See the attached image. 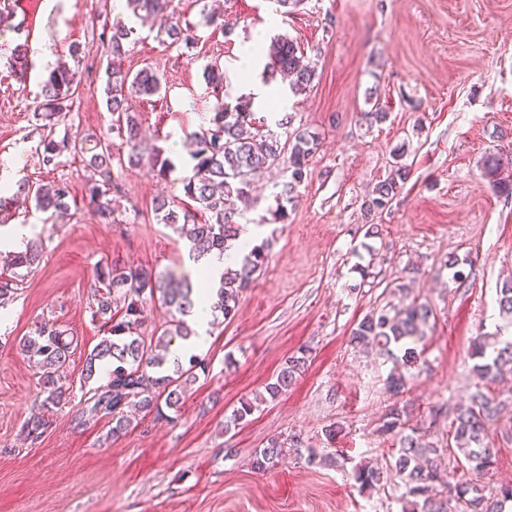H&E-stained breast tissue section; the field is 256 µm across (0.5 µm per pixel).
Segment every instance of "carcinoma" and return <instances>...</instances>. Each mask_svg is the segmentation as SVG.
Wrapping results in <instances>:
<instances>
[{
    "label": "carcinoma",
    "mask_w": 512,
    "mask_h": 512,
    "mask_svg": "<svg viewBox=\"0 0 512 512\" xmlns=\"http://www.w3.org/2000/svg\"><path fill=\"white\" fill-rule=\"evenodd\" d=\"M125 2L135 16L143 12L166 18L158 35L167 37L170 44H183L188 48L196 43L198 25L168 16L172 0ZM109 32L108 39L103 42L105 55L112 57V67L106 70L104 89L106 111L110 115L107 131L92 140L71 134L72 126L67 124V118L69 101L77 90V73L66 66L49 71L41 88L43 101L36 107L34 116L51 133L64 127L61 140L46 137L39 142L37 150L43 164L57 167L65 148L88 156L87 166L94 171V178L87 182L85 194L98 217L113 224L112 194L120 192L121 187L112 178L111 139L116 136L130 147L129 163L139 161L140 118L132 110L129 99L160 94L162 79L150 67L135 74L121 67L125 44L134 34L133 28L113 24ZM14 56L9 68L15 79L22 83L27 69L25 46L17 45ZM204 75L214 93L215 103L209 127L191 138L189 156L194 164L191 173L183 178V188L185 195L194 202L193 209L178 211L161 197L154 203L157 223L186 238L190 243L189 253L195 261L212 253L222 255L232 247L233 241L240 236L241 224L236 220L239 213L229 206V202L234 198L249 197L255 173L286 160L288 195L276 196L274 211L276 220L285 221L291 193L307 177L309 158L318 146L315 134L299 128L288 134V144H282L274 132L256 125L253 97L241 95L231 100L227 95L220 96L224 73L218 66L205 65ZM262 75L268 80L281 76L288 81L290 92L296 94L310 88L316 70L292 39L277 36L267 49ZM149 156L151 169L158 175L166 176L175 169L163 147L152 145ZM408 174L409 169L399 165L394 174L378 182L372 198L366 201V211L382 210L391 203ZM69 196V188L64 182L33 185L22 179L11 195L0 194V223H6L13 216L15 204L32 202L35 211L43 214L42 223L60 224L69 215ZM42 251L43 240L38 237L28 241L24 250L8 256L13 275L0 280V308L6 301L14 299L19 285L39 263ZM264 261L263 247L255 246L243 255L237 268H226L213 295L212 313L232 318L239 294L250 286L253 275L262 268ZM94 277L92 318L101 323L104 337L85 355L82 376L89 381L107 365L109 378L105 386L78 408L77 413L88 420L108 419L111 428L107 437L116 440L131 425L125 411L129 406L137 407L145 417L172 419L164 409L180 411L191 385L210 371V361L195 353L184 360H168L174 339L196 335L187 317L193 313L198 297L193 295L188 277L178 278L172 272L161 274L150 267L129 268L113 263L97 265ZM155 299L169 308L171 318L158 334L148 338L142 332V313L144 304ZM431 317L433 310L427 303L413 302L402 308L382 307L364 316L350 337L354 344L377 348L380 355L394 364L387 377V389L395 400L385 410L380 431L398 438L399 448L392 455L389 466L400 479L401 512H504L506 504L512 503V486L502 485L490 490L481 484V476L496 462L497 451L489 428L505 401L485 393L482 386L512 373V340L504 338L501 327L474 340L470 357L475 360L472 371L476 390L467 405L454 408L448 423L446 447L440 448L427 439L426 432L408 427L409 408L397 399L406 386L405 372L416 368L419 358L417 349L410 346L408 340L422 339ZM22 347L33 361L41 401L40 411L23 422L20 435L29 444L36 445L52 425L50 416L71 402L72 385L67 381L65 369L76 354L78 341L66 333L58 321L47 319L36 327L33 335L24 337ZM169 361L172 362L170 369L166 367ZM307 361L306 349L288 357L276 377L265 385L263 395L239 402L224 422V429L229 431L241 425L259 404L286 393L304 371ZM289 451L299 452V442H290L286 449L283 442L273 439L255 453L254 465L259 470L267 469ZM445 451L454 454L461 469V475L448 483L441 480L438 468ZM353 479L363 492L379 491L387 483L382 469L366 464L356 467Z\"/></svg>",
    "instance_id": "carcinoma-1"
}]
</instances>
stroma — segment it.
I'll return each mask as SVG.
<instances>
[{"instance_id":"stroma-1","label":"stroma","mask_w":512,"mask_h":512,"mask_svg":"<svg viewBox=\"0 0 512 512\" xmlns=\"http://www.w3.org/2000/svg\"><path fill=\"white\" fill-rule=\"evenodd\" d=\"M9 2L12 16L0 24V181L67 182L72 218L52 227L20 207L0 224L2 234L20 225L43 240L39 264L0 325V512H400L396 479L369 494L352 478L356 465H384L396 444L379 433L392 363L351 343L350 332L386 303L432 304L437 322L418 347L404 398L411 426L446 440L448 419L432 411L467 403L471 345L502 324L497 290L512 280V199L485 174L493 158L512 180V0H305L289 15L275 0H173L176 14L198 25L191 49L162 42L124 0ZM205 6L223 10L231 35L200 26ZM106 21L135 29L124 69L149 66L162 78L164 97H135L131 105L143 142L159 143L175 164L157 177L149 162L127 164L129 146L113 139L121 187L113 224L84 197L92 171L82 156L67 151L58 167L42 164L36 147L44 131L33 116L43 77L66 64L80 79L69 124L83 137L107 127L99 38ZM258 34L297 42L316 64L312 87L296 96L282 79L264 80L263 61L249 53ZM20 43L28 59L22 85L7 69ZM209 63L223 68L229 97H254L255 112L271 123L292 116L319 146L287 221L273 218L285 171L274 166L253 178L242 222L253 244H265L266 261L234 318L214 326L203 349L209 375L191 386L176 419L135 416L112 442L105 420L75 419L104 384L81 376L85 353L103 337L91 317L93 271L113 262L190 273L184 240L157 223L153 201L190 204L187 145L209 126ZM375 108L386 121L362 120ZM397 163L410 170L406 182L389 207L367 214L373 186ZM372 224L379 233L366 236ZM452 257L464 262V284L448 278ZM47 318L77 336L80 352L69 366L71 404L30 446L19 430L38 407L37 378L19 341ZM302 346L308 367L288 392L225 430V416L262 392ZM492 389L508 401L491 429L497 456L485 483L495 488L512 485V375ZM333 424L342 431L330 439ZM294 437L336 465L290 454L254 469L256 450Z\"/></svg>"}]
</instances>
